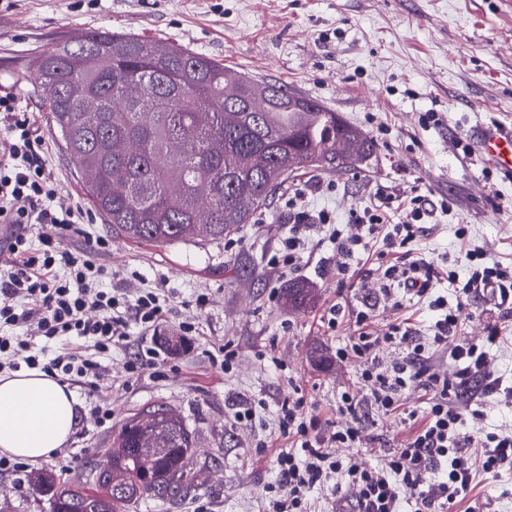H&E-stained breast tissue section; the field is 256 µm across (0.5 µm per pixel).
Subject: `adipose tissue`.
Masks as SVG:
<instances>
[{"label":"adipose tissue","instance_id":"ef3b65f1","mask_svg":"<svg viewBox=\"0 0 512 512\" xmlns=\"http://www.w3.org/2000/svg\"><path fill=\"white\" fill-rule=\"evenodd\" d=\"M74 397L38 370L0 376V454L20 461L49 458L72 437Z\"/></svg>","mask_w":512,"mask_h":512}]
</instances>
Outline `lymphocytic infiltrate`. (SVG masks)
I'll return each instance as SVG.
<instances>
[{"label":"lymphocytic infiltrate","mask_w":512,"mask_h":512,"mask_svg":"<svg viewBox=\"0 0 512 512\" xmlns=\"http://www.w3.org/2000/svg\"><path fill=\"white\" fill-rule=\"evenodd\" d=\"M36 139L22 119L0 133V253L7 255L0 273V374L40 370L59 382L89 389L98 398L90 414L102 423L112 417L107 401L112 383L103 356L127 344L131 331L144 337L154 331L168 312L167 294L157 287H106L111 241L85 232L78 208H55L44 165L33 152ZM393 203L392 196L379 194L376 206L354 214L362 232L349 236L327 214L296 213L271 260L275 268H299L307 228L325 225L343 258L338 271L344 289L352 285L348 273L365 238H376L381 242L379 256L388 262L376 288L378 298L393 301V287L399 284L426 300L435 314L428 331L405 320L380 334L373 328L371 310L354 311L356 334L337 356L362 363L360 378L368 397L342 392L337 409L351 422L333 430L306 410L303 397L281 403L278 434L291 446L275 459L278 480L267 488L271 512H311L309 493L328 483L336 488L335 512H406L409 504L413 512H456L462 503L466 512H477L466 503L476 476L496 478L512 471V432L462 430L463 413L480 419L487 397L512 400V379L492 365L494 348L505 341L502 331L493 324L481 342L459 341L464 308L434 291L443 283L461 288L463 294L492 301L508 318L512 266L471 249L466 254L468 278L460 280L447 263L427 260L410 248L424 231L426 212L420 199L406 201L394 224L387 219ZM77 235L84 238L82 252H64L65 242ZM18 326L25 327V335L15 334ZM440 353L453 362L451 375L437 372L435 357ZM414 388L423 393V409L407 403L406 394ZM365 401L411 429L377 467L364 465L354 454L365 442L357 419Z\"/></svg>","instance_id":"f902f5d3"}]
</instances>
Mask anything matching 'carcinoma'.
Here are the masks:
<instances>
[{"instance_id": "carcinoma-1", "label": "carcinoma", "mask_w": 512, "mask_h": 512, "mask_svg": "<svg viewBox=\"0 0 512 512\" xmlns=\"http://www.w3.org/2000/svg\"><path fill=\"white\" fill-rule=\"evenodd\" d=\"M37 75L49 121L80 172L95 212L136 242H212L268 207L288 176L318 169L326 150L344 160L359 131L319 102L277 82L246 77L207 55L134 35L93 31L40 53ZM313 290L289 286L306 309ZM193 433L157 405L126 422L89 487L56 489L52 512H122L143 495L173 499L195 485Z\"/></svg>"}]
</instances>
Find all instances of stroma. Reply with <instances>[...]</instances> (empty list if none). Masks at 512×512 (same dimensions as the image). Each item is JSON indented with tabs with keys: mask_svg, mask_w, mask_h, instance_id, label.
I'll list each match as a JSON object with an SVG mask.
<instances>
[{
	"mask_svg": "<svg viewBox=\"0 0 512 512\" xmlns=\"http://www.w3.org/2000/svg\"><path fill=\"white\" fill-rule=\"evenodd\" d=\"M92 31L180 44L284 83L356 126L375 151L344 174L291 177L251 224L221 240L152 244L113 235L94 213L39 92L10 73L14 62ZM0 91L14 95L17 112L37 128L58 202L81 206L89 232L111 238L110 284L165 289L172 312L159 333L168 339H178L182 320L198 324L193 349L167 358L162 380L148 371L128 380L125 366L140 352L138 337L113 348L104 358L114 382L111 421H77L64 448L37 463L58 486L82 482L125 422L157 404L177 409L194 432L198 481L180 500L146 495L126 512H190L201 498L213 512H266L276 469L272 459L256 461L255 446L277 431L279 402L299 392L323 423L348 424L336 404L342 391H361L359 365L336 351L353 329L345 323L330 330L321 321L333 305L370 303L376 327L385 329L396 312L371 289L338 288L342 259L321 228L306 233L308 264L271 269L292 223L289 196L298 210L326 212L349 233L353 213L374 205L378 189L398 198L420 195L431 213L413 247L427 259H448L462 277L465 254L474 248L512 264V180L468 149L473 127L512 123V0H0ZM429 112L437 122L422 123ZM461 227L466 237H458ZM298 281L316 295L300 311L283 299ZM202 294L209 303L199 311ZM227 342L237 358L225 375L208 355ZM250 405L255 421L234 422L235 409ZM360 421L366 446L359 454L372 466L408 433L367 404ZM0 512H50V505L32 486L14 488L5 476Z\"/></svg>",
	"mask_w": 512,
	"mask_h": 512,
	"instance_id": "1",
	"label": "stroma"
}]
</instances>
